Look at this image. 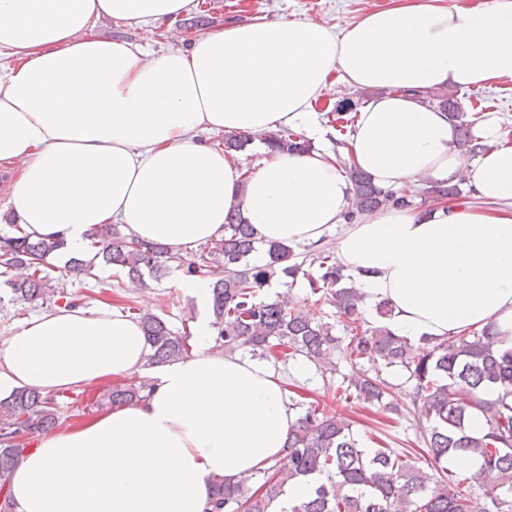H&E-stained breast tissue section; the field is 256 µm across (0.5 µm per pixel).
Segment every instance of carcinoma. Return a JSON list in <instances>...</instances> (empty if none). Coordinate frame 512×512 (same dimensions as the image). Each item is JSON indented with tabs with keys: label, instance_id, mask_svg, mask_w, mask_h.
<instances>
[{
	"label": "carcinoma",
	"instance_id": "cac0c4a2",
	"mask_svg": "<svg viewBox=\"0 0 512 512\" xmlns=\"http://www.w3.org/2000/svg\"><path fill=\"white\" fill-rule=\"evenodd\" d=\"M429 102L447 112L458 131L459 147L470 159L488 150L473 134L479 117L462 112L454 96L433 94ZM252 139L246 132L226 133L224 151L241 152ZM265 142L279 151L311 148L308 140L288 128L269 134ZM340 166L353 187L344 223L355 224L381 207L412 206L409 190L380 188L349 162L344 160ZM466 182L461 176L417 194L423 204L443 198L455 201ZM88 237L93 256L70 260L66 271L75 279L95 280L97 288L103 287L93 273L98 261L142 287L145 276L158 279L172 263L187 277L208 280L212 327L220 349L230 353L245 349L255 357L280 356L285 361L300 356L323 375L335 374L339 358L374 366V374L346 380L345 402L375 407L389 419L413 413L427 454L435 462L434 471L428 472L403 450L366 448L345 418L326 412L316 401L299 400L293 403L299 414L290 428L284 457L235 483L214 479L213 512H272L285 485L294 479L312 480L315 485L291 512H468L475 485L483 489L484 512H512V497L505 495L512 493V348L498 347L494 326L488 324L473 336L430 337L416 347L410 338L389 329L386 319L391 308L382 302L377 306L381 321L366 328L362 295L332 247L317 244L310 250L311 262L317 264L314 275L303 269L304 262L296 261L292 246L281 243L269 245L266 264L253 265L254 232L237 209L226 215L224 237L207 242L189 259L124 233L117 224L94 228ZM60 247L56 241L30 239L19 224L0 233V276L5 277L14 303L31 309L78 305L64 284H51V259ZM300 274L307 277L312 295L336 309L348 337L336 335L334 323L308 318L285 296L260 298L273 277L295 280ZM122 312L137 320L147 337L146 366L191 355L189 332L173 329L163 317L146 313L132 302ZM383 367H401L409 373L415 382L411 407L395 398L382 377ZM491 387L499 390L495 398L488 397ZM146 388V383H118L108 390V403L131 405L142 399ZM62 398L58 391L44 394L23 388L0 400V493L4 494L0 512H15L9 492L12 471L31 440L62 424ZM475 415L485 422L480 437L469 431ZM458 452L476 455L479 468L463 476L448 467V458Z\"/></svg>",
	"mask_w": 512,
	"mask_h": 512
}]
</instances>
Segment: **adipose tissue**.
<instances>
[{"instance_id":"adipose-tissue-1","label":"adipose tissue","mask_w":512,"mask_h":512,"mask_svg":"<svg viewBox=\"0 0 512 512\" xmlns=\"http://www.w3.org/2000/svg\"><path fill=\"white\" fill-rule=\"evenodd\" d=\"M192 0H0V162L15 165L8 204L33 239L83 252L92 227L176 251L224 233L239 206L258 242L317 243L339 228L336 256L368 313L392 331L447 338L488 324L512 347V140L465 167L445 112L427 92L512 79V0L447 7L403 0L335 29L256 19L145 59L95 31L109 17L172 22ZM376 97L358 110L346 156L379 186L443 182L469 169L481 206L429 214L384 208L343 225L352 185L326 149L264 151L249 178L206 132L288 127L324 139L315 103L332 74ZM194 351L151 374L139 402L41 435L9 485L19 512H210L211 481L274 464L297 418L268 362L214 348L199 319ZM140 324L106 305L34 317L0 342V399L142 372Z\"/></svg>"}]
</instances>
